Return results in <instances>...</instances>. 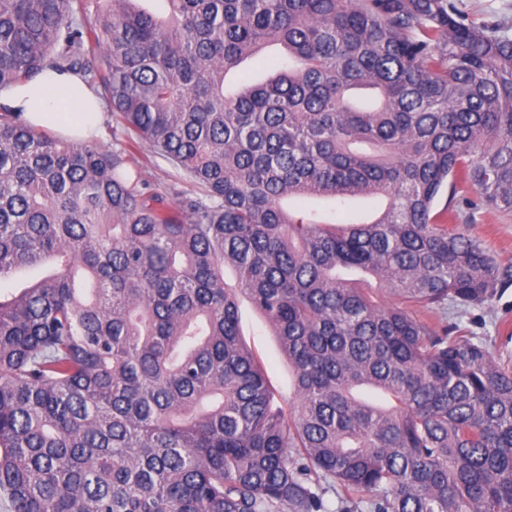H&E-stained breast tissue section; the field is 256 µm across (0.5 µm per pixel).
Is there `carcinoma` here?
<instances>
[{"label":"carcinoma","mask_w":512,"mask_h":512,"mask_svg":"<svg viewBox=\"0 0 512 512\" xmlns=\"http://www.w3.org/2000/svg\"><path fill=\"white\" fill-rule=\"evenodd\" d=\"M165 2L0 0V91L75 74L112 120L104 149L0 104V281L45 268L0 300V499L512 512V355L425 317L512 287L434 211L461 179L464 204L512 212V37L454 0ZM277 44L275 77L225 89ZM138 153L188 186L159 189ZM357 196L386 204L346 223L282 204ZM240 296L291 365L286 408Z\"/></svg>","instance_id":"carcinoma-1"}]
</instances>
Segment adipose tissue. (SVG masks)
<instances>
[{"label": "adipose tissue", "mask_w": 512, "mask_h": 512, "mask_svg": "<svg viewBox=\"0 0 512 512\" xmlns=\"http://www.w3.org/2000/svg\"><path fill=\"white\" fill-rule=\"evenodd\" d=\"M68 101L79 102L81 111L55 120L59 104ZM0 103L21 111L32 124H52L61 134L80 139L97 135L103 117L102 102L78 77L53 71L26 85L0 92Z\"/></svg>", "instance_id": "obj_1"}]
</instances>
